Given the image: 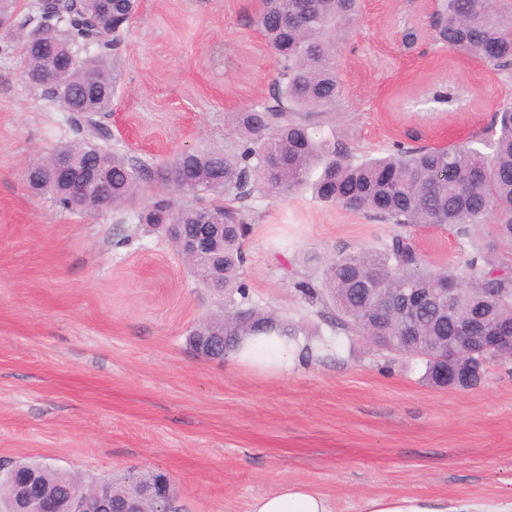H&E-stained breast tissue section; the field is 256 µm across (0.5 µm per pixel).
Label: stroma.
I'll list each match as a JSON object with an SVG mask.
<instances>
[{
  "label": "stroma",
  "mask_w": 512,
  "mask_h": 512,
  "mask_svg": "<svg viewBox=\"0 0 512 512\" xmlns=\"http://www.w3.org/2000/svg\"><path fill=\"white\" fill-rule=\"evenodd\" d=\"M260 0H139L113 60L112 144L145 164L148 193L183 150H224L227 113L268 98L277 56L254 24ZM434 0H362L336 44L344 92L316 116L359 157L480 138L512 77L432 38ZM0 53V463L41 459L93 479L170 476L180 512H249L307 482L332 512L395 494L512 501V360L481 384H428L416 358L331 333L293 287L328 259L399 228L308 190L249 202L243 278L255 304L292 321L311 358L288 376L205 360L188 335L223 299L201 288L160 228L129 212L57 210L24 169L71 140L68 113ZM431 264L465 270L454 230L410 229Z\"/></svg>",
  "instance_id": "obj_1"
}]
</instances>
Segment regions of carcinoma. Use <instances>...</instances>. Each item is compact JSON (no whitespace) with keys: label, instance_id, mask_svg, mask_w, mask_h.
Here are the masks:
<instances>
[{"label":"carcinoma","instance_id":"1","mask_svg":"<svg viewBox=\"0 0 512 512\" xmlns=\"http://www.w3.org/2000/svg\"><path fill=\"white\" fill-rule=\"evenodd\" d=\"M96 0H57L40 16L36 45L30 35L6 26L14 0H0V26L5 47L23 57L26 70L45 76L39 90L58 99L55 63L71 53L75 66L61 81L82 93V110L75 125L81 137L56 150L75 161L98 154L103 159V184L87 191L94 203L89 209H128L144 196L142 169L103 145L111 133L97 116L112 111L115 89H95L92 79L112 72V56L119 36L128 27L137 0H112V20L95 14ZM360 0H261L255 23L277 55L280 67L273 95L263 104L234 112L228 126L235 137L225 152L183 151L161 172H184L190 201L176 209L164 196H152L134 212L139 224H158L172 217L175 224L194 232L198 225L219 219L224 224V306L222 315L200 323L193 336H222L218 354H231L248 336H295L290 322L252 304L250 288L242 278L249 232L244 201L260 194L270 199L286 197L311 185L318 200L353 213L373 215L403 227L447 225L471 242L469 275L447 267L428 266L407 234H396L382 247L361 248L332 260L319 276L305 275L293 287L310 304L320 308L324 324L334 332L360 336L367 341L380 336L385 348L403 352L406 343L427 356L425 379L435 387L445 382L432 362L444 350L441 336L450 335L448 314L435 301L422 303L406 318L397 310L403 288H482L493 294L491 317L512 321V269L494 262L491 250L471 240V229L493 220L494 237L512 244V103L498 109L487 136L470 144L448 147L397 146L383 156L357 158L347 144L317 135L313 114L334 108L343 93L333 66L336 35L358 15ZM434 41L478 59L495 71L512 73V3L508 0H436L432 15ZM495 43L498 55L489 59L486 46ZM28 185L41 183V193L64 212L78 208L68 184L51 182L48 175L27 177ZM162 481L166 475L144 470L133 479L106 478L112 507L122 508L133 486L144 477ZM40 480L58 512H68L67 495L74 485L87 483L70 473L41 467ZM174 495L152 498L146 512H178Z\"/></svg>","mask_w":512,"mask_h":512}]
</instances>
